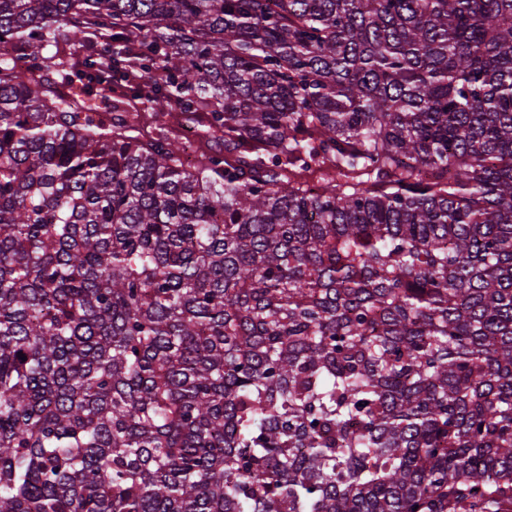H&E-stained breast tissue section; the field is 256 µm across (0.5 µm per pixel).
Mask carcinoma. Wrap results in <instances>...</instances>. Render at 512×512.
<instances>
[{"label": "carcinoma", "instance_id": "carcinoma-1", "mask_svg": "<svg viewBox=\"0 0 512 512\" xmlns=\"http://www.w3.org/2000/svg\"><path fill=\"white\" fill-rule=\"evenodd\" d=\"M2 42L0 512H512V0Z\"/></svg>", "mask_w": 512, "mask_h": 512}]
</instances>
